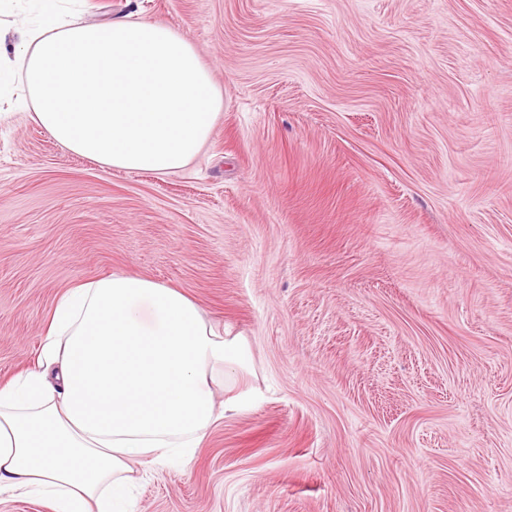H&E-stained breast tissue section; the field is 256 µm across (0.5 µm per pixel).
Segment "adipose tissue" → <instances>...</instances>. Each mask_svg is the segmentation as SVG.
Instances as JSON below:
<instances>
[{
	"label": "adipose tissue",
	"instance_id": "obj_1",
	"mask_svg": "<svg viewBox=\"0 0 512 512\" xmlns=\"http://www.w3.org/2000/svg\"><path fill=\"white\" fill-rule=\"evenodd\" d=\"M0 38V95L21 72L37 123L103 166L171 174L209 139L224 97L191 41L151 21L75 24L58 0ZM251 362L174 287L113 275L58 299L35 365L0 386V496L39 495L54 512H129L130 464L191 460L249 393L214 390Z\"/></svg>",
	"mask_w": 512,
	"mask_h": 512
}]
</instances>
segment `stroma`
I'll return each mask as SVG.
<instances>
[{
	"instance_id": "stroma-1",
	"label": "stroma",
	"mask_w": 512,
	"mask_h": 512,
	"mask_svg": "<svg viewBox=\"0 0 512 512\" xmlns=\"http://www.w3.org/2000/svg\"><path fill=\"white\" fill-rule=\"evenodd\" d=\"M153 20L224 94L177 173L0 120V385L112 274L244 336L252 405L134 512H512V0H72Z\"/></svg>"
}]
</instances>
